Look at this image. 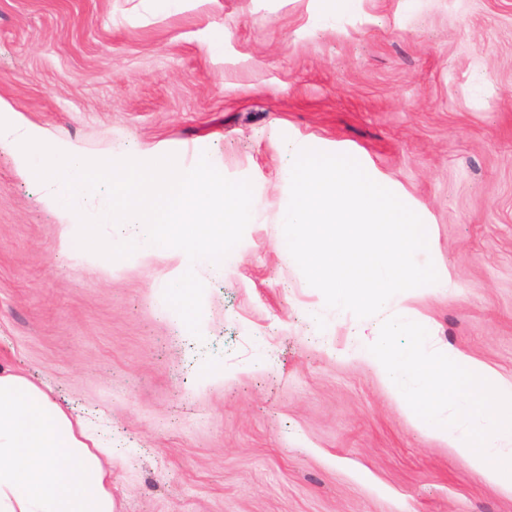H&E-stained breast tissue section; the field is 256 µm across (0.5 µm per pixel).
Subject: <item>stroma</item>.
<instances>
[{"label": "stroma", "instance_id": "1", "mask_svg": "<svg viewBox=\"0 0 512 512\" xmlns=\"http://www.w3.org/2000/svg\"><path fill=\"white\" fill-rule=\"evenodd\" d=\"M0 100L51 145L184 170L205 153L253 184L198 340L159 288L169 253H63L0 145V365L111 438L115 512H512L409 422L355 354L380 318L327 308L277 221L289 139L355 157L451 277L409 302L429 345L512 382V0H0Z\"/></svg>", "mask_w": 512, "mask_h": 512}]
</instances>
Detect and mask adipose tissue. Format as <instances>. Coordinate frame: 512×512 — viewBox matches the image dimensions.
Instances as JSON below:
<instances>
[{"label": "adipose tissue", "instance_id": "1", "mask_svg": "<svg viewBox=\"0 0 512 512\" xmlns=\"http://www.w3.org/2000/svg\"><path fill=\"white\" fill-rule=\"evenodd\" d=\"M111 462L100 435L0 368V512H114Z\"/></svg>", "mask_w": 512, "mask_h": 512}]
</instances>
